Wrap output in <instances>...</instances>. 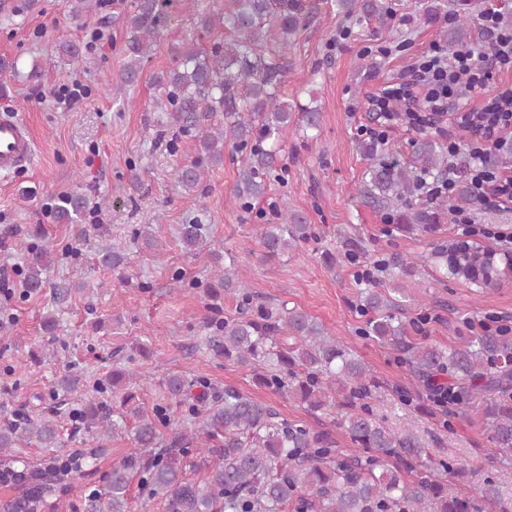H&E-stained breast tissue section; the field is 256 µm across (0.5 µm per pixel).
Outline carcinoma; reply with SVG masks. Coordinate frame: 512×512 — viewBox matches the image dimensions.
<instances>
[{
    "instance_id": "obj_1",
    "label": "carcinoma",
    "mask_w": 512,
    "mask_h": 512,
    "mask_svg": "<svg viewBox=\"0 0 512 512\" xmlns=\"http://www.w3.org/2000/svg\"><path fill=\"white\" fill-rule=\"evenodd\" d=\"M176 6L177 0H135L133 11L112 17L126 30L127 62L115 90L138 81ZM334 6L346 20H368L379 27L393 21L382 0H334ZM65 7L78 19L93 3L65 0ZM317 9L314 0H215L212 10L201 15L202 34L218 31L220 36L207 48L194 39L176 48L174 64L156 77L158 96L152 103L156 126L174 130L171 143L194 142L195 157L174 169L177 186L196 189L206 169L224 164L229 144L245 153L232 195L244 208L266 194L267 176L279 164L288 126L304 135L320 128L317 108L293 106L282 93L288 50ZM471 10L469 3L458 4L455 21L442 31L448 46L470 37ZM17 72L16 60L0 58V95H9L8 81ZM482 160L487 169L512 167V148L501 142ZM462 163L450 196L413 202L423 178L448 179L447 148L424 134L414 144L411 162L392 152L373 162L356 198L398 229L432 233L448 216L473 207L470 162ZM84 212L85 199L78 193L60 198L55 206L62 224L81 223ZM259 235L266 259L318 239L314 225L290 207L279 213V223L262 225ZM180 240L189 254L208 245L200 224L182 225ZM19 252L25 293L50 295L51 310L42 316L41 327L52 338L72 288L50 279L52 247L22 241ZM493 255L465 242H434L422 255L382 263L381 276L361 289L360 307L369 315L365 335L402 355L413 385L430 392L444 381L457 404L475 407L496 450L493 462L505 466L512 465V336L476 335L448 348L412 342L402 283L415 270L431 266L486 288L492 284ZM124 261L116 247L99 252L106 267L118 269ZM204 326L214 355L257 372L267 387L304 404L312 414L335 406L336 427L352 447H338L330 432L293 423L234 387L222 394H194L177 374L167 375L164 386L181 413L173 416L161 409L150 416L129 390L134 374L118 368L98 383V393H112L110 402L82 391L79 376L60 375L54 382L57 402L49 414L34 419L16 413L0 423V461L12 464L23 444L47 452L58 447L55 419L67 414L76 423L74 432L86 435L83 443L90 456L85 468L96 464L97 452L127 427L137 448L112 464L102 488L88 493L87 512H132L129 490L136 477L148 495L164 498L166 512H485V507L501 504L499 488L490 478L472 494L448 495L442 474H457L465 462H442L434 470L419 471L428 447L424 436L413 427L395 431L374 413L371 402L382 400L385 390L351 349L302 309L286 303L255 305L245 294L239 315L210 316ZM162 427L170 429L169 438ZM193 443L208 463L201 483L186 478L185 455Z\"/></svg>"
}]
</instances>
